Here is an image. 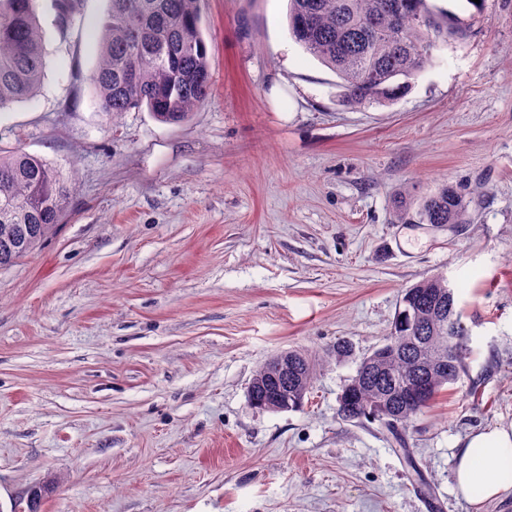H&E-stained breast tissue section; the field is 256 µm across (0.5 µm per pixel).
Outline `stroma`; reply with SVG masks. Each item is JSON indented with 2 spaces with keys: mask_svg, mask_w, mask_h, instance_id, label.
<instances>
[{
  "mask_svg": "<svg viewBox=\"0 0 512 512\" xmlns=\"http://www.w3.org/2000/svg\"><path fill=\"white\" fill-rule=\"evenodd\" d=\"M477 15L393 101L352 107L288 29V0H204L209 101L166 124L101 112L90 75L108 0L73 29L39 8L46 73L0 111V150L64 169L55 233L0 269V512H512L454 468L473 432L512 424V0ZM473 191L467 223L397 224L399 192ZM469 328L468 372L405 433L337 397L431 275ZM303 409L248 402L255 370L336 342Z\"/></svg>",
  "mask_w": 512,
  "mask_h": 512,
  "instance_id": "35a3bbf8",
  "label": "stroma"
}]
</instances>
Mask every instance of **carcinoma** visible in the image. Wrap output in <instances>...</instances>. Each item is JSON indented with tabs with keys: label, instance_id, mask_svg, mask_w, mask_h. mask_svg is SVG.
Segmentation results:
<instances>
[{
	"label": "carcinoma",
	"instance_id": "1",
	"mask_svg": "<svg viewBox=\"0 0 512 512\" xmlns=\"http://www.w3.org/2000/svg\"><path fill=\"white\" fill-rule=\"evenodd\" d=\"M81 5L82 0H51L55 17L67 15L69 25ZM38 7L39 0H0V110L31 99L43 84L46 48ZM474 20L473 14L465 22L435 9L429 0H289L288 12L292 37L336 73L352 106L397 98L434 64L438 50L471 33ZM201 22V0H109L92 74L101 111L117 117L144 107L161 122L187 120L208 100L212 86ZM69 200L67 178L47 161L22 151L0 152V268L42 245ZM471 204L467 194L446 182L420 198L401 195L394 222L463 224ZM468 335L447 278L433 275L406 289L389 332L395 343L363 355L338 397V417L382 422L402 445L406 464L415 468L399 428L461 378L469 359ZM350 356L346 343L318 357L288 351L295 375L279 402L263 392L277 360L273 356L255 371L248 396L258 398L265 411H295L320 364ZM421 377L426 378L423 399L388 401L387 394L399 396Z\"/></svg>",
	"mask_w": 512,
	"mask_h": 512
}]
</instances>
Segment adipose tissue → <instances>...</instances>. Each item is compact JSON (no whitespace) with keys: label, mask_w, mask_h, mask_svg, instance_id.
<instances>
[{"label":"adipose tissue","mask_w":512,"mask_h":512,"mask_svg":"<svg viewBox=\"0 0 512 512\" xmlns=\"http://www.w3.org/2000/svg\"><path fill=\"white\" fill-rule=\"evenodd\" d=\"M507 462L512 463V425L473 433L456 456L458 491L474 504L498 498L506 487L501 468Z\"/></svg>","instance_id":"ef3b65f1"}]
</instances>
